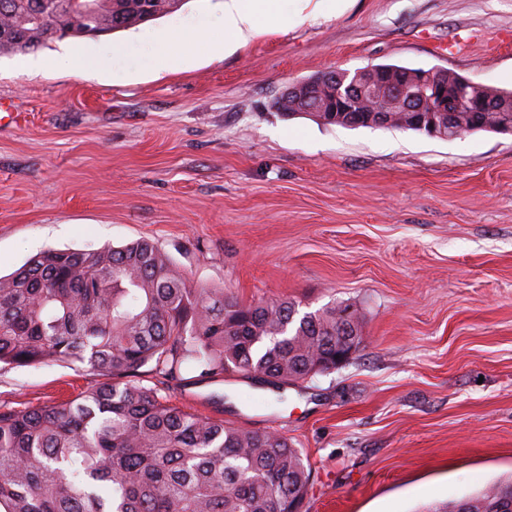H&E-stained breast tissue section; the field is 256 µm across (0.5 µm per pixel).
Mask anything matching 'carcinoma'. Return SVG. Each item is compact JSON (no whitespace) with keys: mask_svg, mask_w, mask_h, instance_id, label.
<instances>
[{"mask_svg":"<svg viewBox=\"0 0 512 512\" xmlns=\"http://www.w3.org/2000/svg\"><path fill=\"white\" fill-rule=\"evenodd\" d=\"M42 0H0V55L34 52L70 28ZM183 0H94L113 33L172 13ZM346 306L300 312L282 298L241 303L193 286L140 239L48 250L0 276V364L72 361L112 376L60 404L0 409V512H290L311 468L280 434L233 428L160 391L227 372L275 384L332 370ZM149 373L154 386L139 377ZM467 512H512V479L466 496Z\"/></svg>","mask_w":512,"mask_h":512,"instance_id":"1","label":"carcinoma"}]
</instances>
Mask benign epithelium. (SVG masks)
Wrapping results in <instances>:
<instances>
[{
	"label": "benign epithelium",
	"mask_w": 512,
	"mask_h": 512,
	"mask_svg": "<svg viewBox=\"0 0 512 512\" xmlns=\"http://www.w3.org/2000/svg\"><path fill=\"white\" fill-rule=\"evenodd\" d=\"M438 68H402L391 65H372L354 72L336 71V85L326 102L310 100L313 90L322 78L315 77L294 82L280 97L297 96L303 101L304 112H366V124L390 126L391 112L400 110L408 114L401 122L404 127L427 129L433 138L453 140L458 137L455 112L451 105L448 84ZM474 124L491 132L512 135V115L496 122L474 120ZM354 349V337L342 336L336 343V364L347 361Z\"/></svg>",
	"instance_id": "benign-epithelium-1"
}]
</instances>
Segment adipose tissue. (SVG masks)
<instances>
[{
	"instance_id": "obj_1",
	"label": "adipose tissue",
	"mask_w": 512,
	"mask_h": 512,
	"mask_svg": "<svg viewBox=\"0 0 512 512\" xmlns=\"http://www.w3.org/2000/svg\"><path fill=\"white\" fill-rule=\"evenodd\" d=\"M280 2L281 0H224L222 34L210 39V51L219 54L226 47L247 42L260 27L280 17ZM117 51L118 48L114 45L106 51L77 45L60 55L31 59L29 65L40 71H103L109 67L111 56Z\"/></svg>"
}]
</instances>
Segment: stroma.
I'll return each instance as SVG.
<instances>
[{
    "instance_id": "35a3bbf8",
    "label": "stroma",
    "mask_w": 512,
    "mask_h": 512,
    "mask_svg": "<svg viewBox=\"0 0 512 512\" xmlns=\"http://www.w3.org/2000/svg\"><path fill=\"white\" fill-rule=\"evenodd\" d=\"M220 0L105 37L104 73L0 55V275L47 249L153 240L191 283L361 314L367 341L284 401L238 373L167 390L288 438L307 512H425L512 477V136L288 118L273 100L318 73L444 68L512 90V0H287L278 24L209 53ZM308 18L297 24L293 15ZM189 32L154 67L132 34ZM56 361L0 368V406L106 382Z\"/></svg>"
}]
</instances>
